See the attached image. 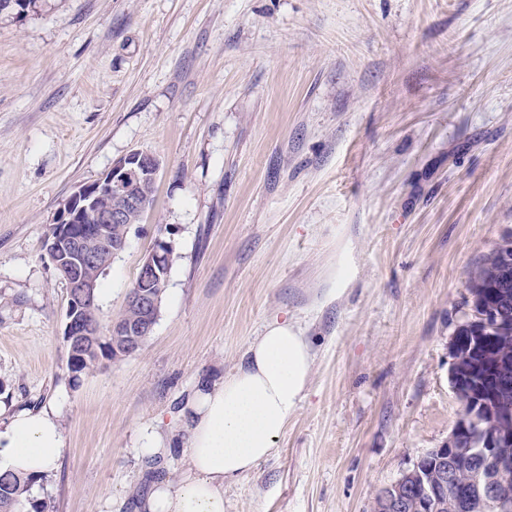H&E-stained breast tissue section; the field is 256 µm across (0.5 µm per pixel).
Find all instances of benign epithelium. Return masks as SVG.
I'll return each instance as SVG.
<instances>
[{
	"label": "benign epithelium",
	"mask_w": 512,
	"mask_h": 512,
	"mask_svg": "<svg viewBox=\"0 0 512 512\" xmlns=\"http://www.w3.org/2000/svg\"><path fill=\"white\" fill-rule=\"evenodd\" d=\"M159 170L160 159L155 154L134 151L113 162L95 183L78 187L67 199L44 248L68 287L82 289L85 296L96 287L95 269L101 252L108 250L115 255L122 249L120 244L111 245L106 226L123 224L128 228L132 213L146 212ZM464 408L448 445L435 449L437 467L426 476L420 469L421 459H416L396 480L376 490L373 512H439L446 495L455 491L458 468L467 465L473 469L474 483L497 512H512V502L497 495V481L512 476V452L505 449L512 439L487 425L479 447H463L460 436L482 411L475 399L465 401Z\"/></svg>",
	"instance_id": "obj_1"
}]
</instances>
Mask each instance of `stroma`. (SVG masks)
Instances as JSON below:
<instances>
[{"label":"stroma","instance_id":"35a3bbf8","mask_svg":"<svg viewBox=\"0 0 512 512\" xmlns=\"http://www.w3.org/2000/svg\"><path fill=\"white\" fill-rule=\"evenodd\" d=\"M135 150L153 203L101 279L118 316L159 228L178 259L142 350L72 374L43 242ZM512 234V0H39L0 14V429L54 414L52 512L177 481L200 377L268 323L313 348L272 454L224 512H371L447 445L468 280ZM168 449L144 454L146 435Z\"/></svg>","mask_w":512,"mask_h":512}]
</instances>
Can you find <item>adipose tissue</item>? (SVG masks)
<instances>
[{
  "label": "adipose tissue",
  "instance_id": "obj_1",
  "mask_svg": "<svg viewBox=\"0 0 512 512\" xmlns=\"http://www.w3.org/2000/svg\"><path fill=\"white\" fill-rule=\"evenodd\" d=\"M309 342L296 326L273 321L230 376L200 380L191 402L186 468L177 482L152 483L144 512H224V483L272 452L312 375ZM62 443L47 412L21 413L0 430V470L39 476L52 470Z\"/></svg>",
  "mask_w": 512,
  "mask_h": 512
}]
</instances>
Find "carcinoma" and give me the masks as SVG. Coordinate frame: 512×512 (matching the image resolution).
Instances as JSON below:
<instances>
[{
    "label": "carcinoma",
    "mask_w": 512,
    "mask_h": 512,
    "mask_svg": "<svg viewBox=\"0 0 512 512\" xmlns=\"http://www.w3.org/2000/svg\"><path fill=\"white\" fill-rule=\"evenodd\" d=\"M172 231L159 229L155 244L165 247L170 255L163 261L160 276L139 269L135 285L141 290L154 293L157 302L163 303L165 289L157 287L159 281L169 279L177 258L176 246L171 239ZM468 291L470 309L495 306L505 312L498 323L489 326L462 322L456 334L467 339L465 346L456 354V370L464 381L462 393L468 397L487 388L489 382L502 372L512 373V236L503 239L485 259L474 277ZM81 317L84 325L91 327V335L80 337V343L65 347L68 369L77 374L104 362L119 361L139 352L148 337L139 336L131 346L125 340L112 335V325L103 324L98 290H93L89 300L81 302ZM482 402L496 415V429L512 435V390L499 389L487 393ZM466 493L462 505L443 508L440 512H494L491 504L483 501L481 490L471 482L468 472L459 473ZM38 481L33 476H23L12 471H0V512H49L47 502L31 496V487Z\"/></svg>",
    "instance_id": "obj_1"
}]
</instances>
